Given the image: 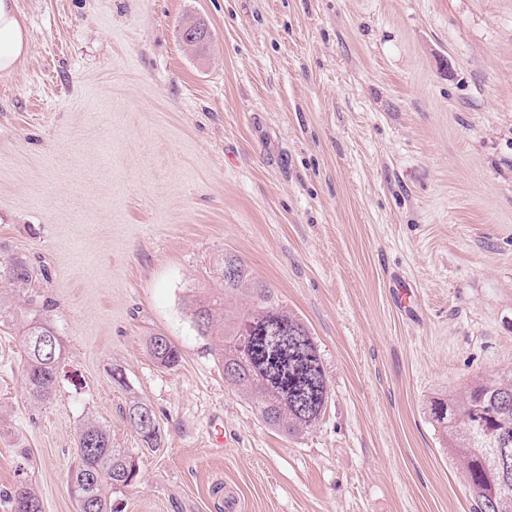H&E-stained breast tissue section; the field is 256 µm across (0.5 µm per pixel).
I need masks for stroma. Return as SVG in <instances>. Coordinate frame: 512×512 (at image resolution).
Listing matches in <instances>:
<instances>
[{
  "mask_svg": "<svg viewBox=\"0 0 512 512\" xmlns=\"http://www.w3.org/2000/svg\"><path fill=\"white\" fill-rule=\"evenodd\" d=\"M17 6L0 310L45 305L65 355L32 400L0 321V500L23 483L77 512L92 419L139 457L119 512H473L429 406L512 368V0ZM227 251L316 343L328 401L303 434L258 418L189 315ZM14 257L31 284L4 275ZM156 333L177 367L149 357ZM132 395L157 452L122 417ZM147 349L152 359L162 367L174 368L179 363L180 353L177 347L163 334L151 336ZM142 406L149 407L146 403H144L140 400L130 399L127 404L125 413H124V418H125V421L127 422L128 426H130L139 436V438H140L139 441H140L142 448L147 451H150V452H156L162 446V434H161L159 425H158V427L156 425L157 424L155 422L156 417H155L153 410L151 409L152 416L155 420V421L153 420V426L157 427V429H155L153 436L145 435L133 424V422L131 420L132 413L135 412V410L137 408L142 407Z\"/></svg>",
  "mask_w": 512,
  "mask_h": 512,
  "instance_id": "stroma-1",
  "label": "stroma"
}]
</instances>
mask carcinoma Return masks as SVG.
Instances as JSON below:
<instances>
[{"label": "carcinoma", "instance_id": "carcinoma-1", "mask_svg": "<svg viewBox=\"0 0 512 512\" xmlns=\"http://www.w3.org/2000/svg\"><path fill=\"white\" fill-rule=\"evenodd\" d=\"M227 256L236 263L237 274L224 279L225 257L217 260L216 272L224 288L192 300L194 326L210 342L223 368L230 369L227 383L251 399L261 420L285 434H300L316 424L327 401V380L317 346L300 319L288 313L269 290L251 283L243 260L232 252ZM7 273L15 282L27 284L34 269L16 258ZM243 288L257 294L259 305L246 314L224 317L227 296ZM10 318L22 326L27 392L35 400L46 401L56 385L64 347L57 338L44 352L36 351L38 339L52 332L39 310L21 309ZM147 349L162 367L170 369L179 363V350L162 334L150 337ZM430 415L462 462L476 512H495L489 504L499 488L486 482L490 459L484 443L488 437L507 440L512 454V371L496 380L478 381L458 396L433 399ZM77 438L78 460L69 477L77 512H116L107 492L136 481L138 458L125 448L112 447L111 430L99 423L85 424ZM8 503L10 512H19L21 503L26 512H42L40 499L22 484Z\"/></svg>", "mask_w": 512, "mask_h": 512}]
</instances>
